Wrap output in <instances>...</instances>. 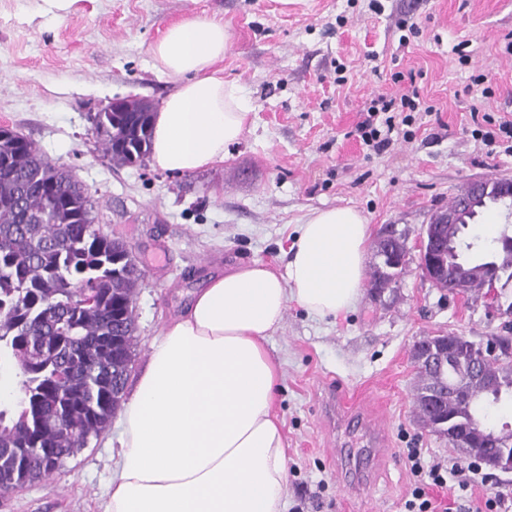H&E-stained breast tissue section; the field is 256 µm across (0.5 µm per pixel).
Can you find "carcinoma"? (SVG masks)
Masks as SVG:
<instances>
[{
  "label": "carcinoma",
  "mask_w": 512,
  "mask_h": 512,
  "mask_svg": "<svg viewBox=\"0 0 512 512\" xmlns=\"http://www.w3.org/2000/svg\"><path fill=\"white\" fill-rule=\"evenodd\" d=\"M150 105L124 103L104 121L91 117L104 153L121 165L142 164L152 138ZM86 189L53 166L29 140L0 138V367L15 370L17 404H0V491L23 478H51L99 437L123 400L133 362V306L139 270L128 244L105 235L91 217ZM457 258L437 287L453 291L455 271L479 273L475 290L512 284V235L491 242L458 224ZM476 424L493 430L492 412L512 404V381L466 401ZM70 424L84 435L56 431Z\"/></svg>",
  "instance_id": "cac0c4a2"
}]
</instances>
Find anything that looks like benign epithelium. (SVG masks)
Masks as SVG:
<instances>
[{
  "instance_id": "7a95c632",
  "label": "benign epithelium",
  "mask_w": 512,
  "mask_h": 512,
  "mask_svg": "<svg viewBox=\"0 0 512 512\" xmlns=\"http://www.w3.org/2000/svg\"><path fill=\"white\" fill-rule=\"evenodd\" d=\"M512 189V179H480L472 183L467 199L455 209L436 211L425 225L419 246L420 266L425 277L433 281L448 269V250L442 245L441 230L448 224H463L472 211L492 191ZM508 361L512 366V344L499 345L475 342L458 334L425 336L415 344V363L418 368H429L437 373L443 384L424 393L432 420L426 425L438 436L453 442L454 446L469 449L483 431L460 418L442 415L448 394L454 395L483 381L484 360ZM497 451L483 458V463L494 471L512 472V443L498 441Z\"/></svg>"
}]
</instances>
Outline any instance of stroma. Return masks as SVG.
Here are the masks:
<instances>
[{
  "mask_svg": "<svg viewBox=\"0 0 512 512\" xmlns=\"http://www.w3.org/2000/svg\"><path fill=\"white\" fill-rule=\"evenodd\" d=\"M193 15L221 19L230 34L218 68L251 105L241 139L223 165L181 176L113 162L91 115L116 98L156 105L171 93L176 82L154 67L151 47L168 24ZM403 21L415 25L404 45ZM511 32L512 0H73L58 17L45 0H0V123L70 169L96 225L131 247L140 273L136 375L152 340L210 275L256 260L285 269L313 211L355 208L371 239L393 224L411 247L463 185L512 178V153L489 154L471 118L477 109L512 119ZM478 74L489 91L473 84ZM413 88L424 109L396 124L389 148L377 153L351 137L373 99ZM511 304L512 288L497 302L436 288L414 260L382 297L363 288L337 318L289 304L268 340L281 363L287 512H405L416 478L404 449H423L429 463L461 457L416 417L415 342L450 332L477 342L512 337V321L496 311ZM326 380L349 390L352 409L385 438V456L357 493L345 490L331 451L359 453L367 442L361 431L326 428ZM118 430L111 423L52 478L0 496V512H99ZM480 475L464 493L429 487L434 512L512 497V472Z\"/></svg>",
  "mask_w": 512,
  "mask_h": 512,
  "instance_id": "stroma-1",
  "label": "stroma"
}]
</instances>
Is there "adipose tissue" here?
Segmentation results:
<instances>
[{
  "mask_svg": "<svg viewBox=\"0 0 512 512\" xmlns=\"http://www.w3.org/2000/svg\"><path fill=\"white\" fill-rule=\"evenodd\" d=\"M230 35L188 17L151 47L177 86L152 121L151 159L183 175L222 164L249 109L215 70ZM369 228L357 210L314 212L285 270L255 261L209 277L158 336L123 404L102 512H286L288 454L267 343L289 302L335 318L358 302Z\"/></svg>",
  "mask_w": 512,
  "mask_h": 512,
  "instance_id": "ef3b65f1",
  "label": "adipose tissue"
}]
</instances>
